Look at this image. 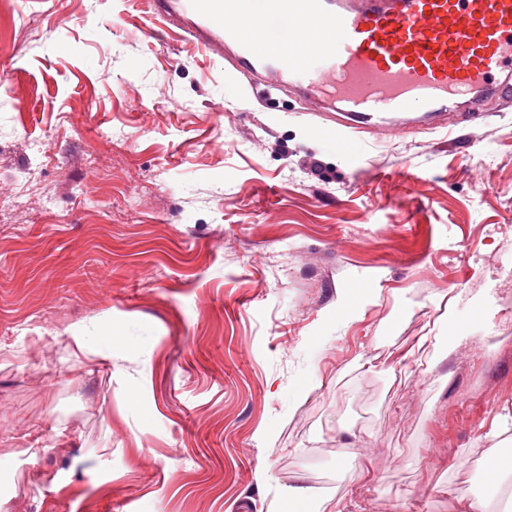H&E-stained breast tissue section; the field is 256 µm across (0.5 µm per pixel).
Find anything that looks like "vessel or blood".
<instances>
[{
    "instance_id": "b4317fda",
    "label": "vessel or blood",
    "mask_w": 512,
    "mask_h": 512,
    "mask_svg": "<svg viewBox=\"0 0 512 512\" xmlns=\"http://www.w3.org/2000/svg\"><path fill=\"white\" fill-rule=\"evenodd\" d=\"M250 87H289L330 133L432 129L512 110V0H152Z\"/></svg>"
}]
</instances>
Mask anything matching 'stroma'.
I'll return each instance as SVG.
<instances>
[{
    "mask_svg": "<svg viewBox=\"0 0 512 512\" xmlns=\"http://www.w3.org/2000/svg\"><path fill=\"white\" fill-rule=\"evenodd\" d=\"M184 23L0 13V512H512V112L348 148ZM484 457L485 476L488 488L492 492L500 489L502 483L511 477L512 474V455L511 448L505 453L496 444ZM322 499L313 498L303 487H290L283 495L281 512H325Z\"/></svg>",
    "mask_w": 512,
    "mask_h": 512,
    "instance_id": "1",
    "label": "stroma"
}]
</instances>
